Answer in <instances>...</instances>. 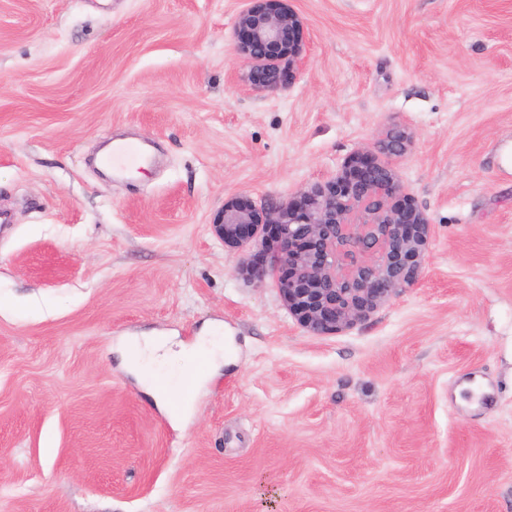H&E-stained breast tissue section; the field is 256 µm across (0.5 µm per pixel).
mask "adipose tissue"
Listing matches in <instances>:
<instances>
[{
  "mask_svg": "<svg viewBox=\"0 0 512 512\" xmlns=\"http://www.w3.org/2000/svg\"><path fill=\"white\" fill-rule=\"evenodd\" d=\"M232 351L224 344H208L206 339L174 351L162 336H147L137 342L129 357L131 365L153 370L155 397L169 404L173 415H180L194 402V384L219 363H230Z\"/></svg>",
  "mask_w": 512,
  "mask_h": 512,
  "instance_id": "1",
  "label": "adipose tissue"
}]
</instances>
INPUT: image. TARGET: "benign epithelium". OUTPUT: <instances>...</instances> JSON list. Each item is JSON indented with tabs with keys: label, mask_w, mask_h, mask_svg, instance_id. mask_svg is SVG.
Returning a JSON list of instances; mask_svg holds the SVG:
<instances>
[{
	"label": "benign epithelium",
	"mask_w": 512,
	"mask_h": 512,
	"mask_svg": "<svg viewBox=\"0 0 512 512\" xmlns=\"http://www.w3.org/2000/svg\"><path fill=\"white\" fill-rule=\"evenodd\" d=\"M303 21L283 0H244L233 26V50L249 67L245 80L271 90L305 64ZM412 134L397 125L372 151L349 155L336 173L297 197L254 206L231 198L211 224L224 245H268L237 274L275 288L296 323L315 336L367 321L420 278L432 237L423 212L401 202L394 168Z\"/></svg>",
	"instance_id": "1"
}]
</instances>
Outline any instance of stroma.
Segmentation results:
<instances>
[{
    "instance_id": "obj_1",
    "label": "stroma",
    "mask_w": 512,
    "mask_h": 512,
    "mask_svg": "<svg viewBox=\"0 0 512 512\" xmlns=\"http://www.w3.org/2000/svg\"><path fill=\"white\" fill-rule=\"evenodd\" d=\"M307 63L245 85L242 0H0V512H512V0H287ZM395 161L411 288L314 336L239 278L225 200ZM131 133L157 163L88 158ZM231 337L179 423L122 363Z\"/></svg>"
}]
</instances>
